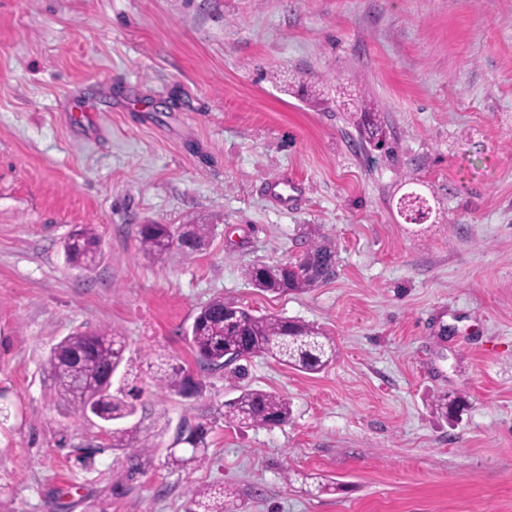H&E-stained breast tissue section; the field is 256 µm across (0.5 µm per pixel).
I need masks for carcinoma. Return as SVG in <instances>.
<instances>
[{
    "instance_id": "carcinoma-1",
    "label": "carcinoma",
    "mask_w": 512,
    "mask_h": 512,
    "mask_svg": "<svg viewBox=\"0 0 512 512\" xmlns=\"http://www.w3.org/2000/svg\"><path fill=\"white\" fill-rule=\"evenodd\" d=\"M368 141H383V128L377 113L366 112L362 120ZM209 234L206 224H185L171 231L166 224H144L139 242L144 254L159 258L172 248L192 256L204 245ZM99 238L93 227L83 225L64 242L67 261L82 268L95 263ZM334 253L324 244L312 243L302 257L286 271L280 264L258 265L247 271L253 287L275 295L303 292L329 279L334 271ZM188 341L203 368L234 366L233 373L244 375L241 360L265 356L281 365L308 374L322 372L336 360V344L322 329L305 322L257 315L254 311L216 297L203 306L191 326ZM122 338L113 334L77 331L60 340L50 351L44 370L51 377L61 398L73 413L93 414L112 427L114 450L127 453L130 474L144 471L150 464L148 445L139 441L134 428L120 423L134 416L136 405L128 401L125 387H113V374L125 362ZM149 374L155 387L184 394L190 376L182 366L168 358L151 360L146 354ZM292 414L288 398L267 391L240 388L239 394L224 402V422L239 427L282 425ZM194 440L190 453L170 450L167 465L184 468L206 460L207 430L201 425L188 426ZM234 490L227 487H200L190 493L186 512H235Z\"/></svg>"
}]
</instances>
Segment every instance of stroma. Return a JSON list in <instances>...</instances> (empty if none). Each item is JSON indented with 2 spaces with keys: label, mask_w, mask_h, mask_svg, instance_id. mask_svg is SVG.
Segmentation results:
<instances>
[{
  "label": "stroma",
  "mask_w": 512,
  "mask_h": 512,
  "mask_svg": "<svg viewBox=\"0 0 512 512\" xmlns=\"http://www.w3.org/2000/svg\"><path fill=\"white\" fill-rule=\"evenodd\" d=\"M360 105L395 152L362 145ZM284 173L302 188L286 208L265 194ZM410 192L426 223L401 216ZM197 223L195 255L139 250L140 225ZM84 224L90 269L62 250ZM313 240L330 280L246 279ZM218 296L322 328L335 362L200 368L185 332ZM105 329L203 385L137 380L152 463L133 478L43 369ZM242 386L288 398L290 421L226 424ZM442 394L467 398L456 419ZM186 422L207 458L173 470ZM216 482L237 512H512V0H0V512H184Z\"/></svg>",
  "instance_id": "35a3bbf8"
}]
</instances>
